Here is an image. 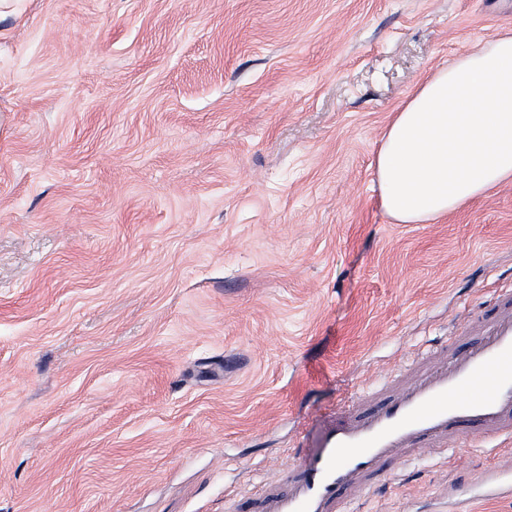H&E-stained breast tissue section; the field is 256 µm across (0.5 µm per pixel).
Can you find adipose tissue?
I'll return each instance as SVG.
<instances>
[{"mask_svg": "<svg viewBox=\"0 0 512 512\" xmlns=\"http://www.w3.org/2000/svg\"><path fill=\"white\" fill-rule=\"evenodd\" d=\"M374 171L396 224L431 223L512 182V31L418 86L388 125Z\"/></svg>", "mask_w": 512, "mask_h": 512, "instance_id": "1", "label": "adipose tissue"}]
</instances>
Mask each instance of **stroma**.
Wrapping results in <instances>:
<instances>
[{"mask_svg": "<svg viewBox=\"0 0 512 512\" xmlns=\"http://www.w3.org/2000/svg\"><path fill=\"white\" fill-rule=\"evenodd\" d=\"M0 512H230L512 291V182L395 224L407 96L512 0H26L0 21ZM438 454L355 512H512Z\"/></svg>", "mask_w": 512, "mask_h": 512, "instance_id": "stroma-1", "label": "stroma"}]
</instances>
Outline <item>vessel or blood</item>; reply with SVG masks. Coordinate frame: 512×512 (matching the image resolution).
<instances>
[{
  "label": "vessel or blood",
  "instance_id": "b4317fda",
  "mask_svg": "<svg viewBox=\"0 0 512 512\" xmlns=\"http://www.w3.org/2000/svg\"><path fill=\"white\" fill-rule=\"evenodd\" d=\"M467 340L430 352L403 384L355 392L311 449L295 448L251 512H340L373 480L397 481L411 456L512 437V295L485 317L460 319Z\"/></svg>",
  "mask_w": 512,
  "mask_h": 512
}]
</instances>
